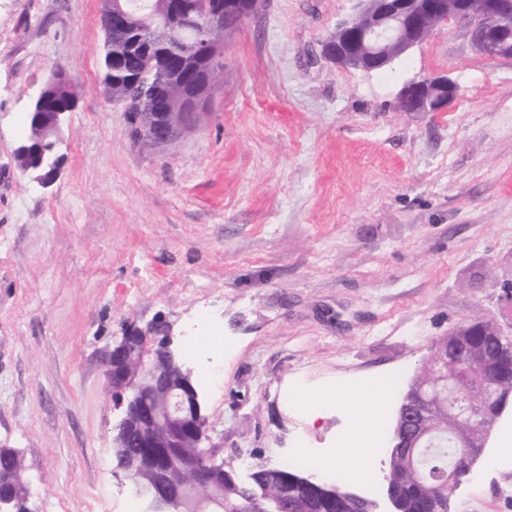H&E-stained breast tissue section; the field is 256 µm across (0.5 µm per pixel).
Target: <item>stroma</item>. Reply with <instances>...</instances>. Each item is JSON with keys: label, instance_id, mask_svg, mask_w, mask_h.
I'll return each mask as SVG.
<instances>
[{"label": "stroma", "instance_id": "35a3bbf8", "mask_svg": "<svg viewBox=\"0 0 512 512\" xmlns=\"http://www.w3.org/2000/svg\"><path fill=\"white\" fill-rule=\"evenodd\" d=\"M101 0H0V448L23 454L32 512H127L149 499L112 461L105 354L165 321L210 445L376 501L388 456H346L366 414L392 432L434 341L475 319L512 337V59L437 24L393 65L322 55L353 0H263L226 36L196 129L135 140L102 82ZM63 64L77 90L46 186L14 156ZM443 76L442 112L403 84ZM390 383L370 409L343 388ZM321 418L308 421L309 405ZM507 406L454 512H512ZM433 85L438 88L434 91L429 88ZM458 92V87L448 78H412L404 83L399 91V104L404 112H440L447 108L451 97ZM415 100V108L407 107V100Z\"/></svg>", "mask_w": 512, "mask_h": 512}]
</instances>
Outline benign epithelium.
<instances>
[{"instance_id":"1","label":"benign epithelium","mask_w":512,"mask_h":512,"mask_svg":"<svg viewBox=\"0 0 512 512\" xmlns=\"http://www.w3.org/2000/svg\"><path fill=\"white\" fill-rule=\"evenodd\" d=\"M103 14L116 29L126 27L135 15L157 14L152 0H103ZM238 0H212L207 14L209 24L223 28L232 23ZM424 9L410 0H359L356 17L338 25L345 33L343 43L324 46L325 56L338 65L367 72L390 66L411 48L421 43L419 30L430 22L454 21L466 24L474 47L494 58L512 59V0H424ZM201 16L185 10L177 16L175 31L179 39L195 43L193 55L206 66L207 72L220 69L224 62V46L196 41ZM55 85L62 92H72L70 78L57 65L50 80L38 92L40 100ZM212 80L205 81L183 96L179 103L161 112H149L140 124V139L157 147L177 140L186 127L195 124L201 116L200 108L207 97ZM458 92L452 81L444 78H413L399 91V104L408 112H440L447 108L451 97ZM479 321L473 320L457 327L448 337L439 340L428 361L431 372L448 385V398L453 406L448 409V420L462 425L477 426L483 437H488L506 405L512 402V387L505 385L499 357L487 355L469 358L471 338L477 333ZM156 336L155 347L170 361H181L174 347V339L164 323L152 325L148 331L132 329L112 348L106 359L108 382L117 399L121 415L112 427L113 440L122 447L126 437L135 430H145L162 420L171 423L170 429L141 442L150 449L145 456L133 457L124 466L126 474L151 466L154 480L149 494L157 512H205L202 504L193 498L192 487L210 485L208 501L224 506V488L210 483L214 471L224 470V461L217 459L213 449L205 446L209 437L208 421L202 413L199 393L192 382L191 370L181 368L183 379L176 387L158 392L154 384L153 351L149 342ZM137 340L145 349L139 369L130 374L126 370L128 352ZM480 396V403L472 401L471 393ZM434 403L418 389L400 409L395 436L392 440L395 460L405 466H414L415 448L429 435L428 418ZM190 435L199 448L200 463L187 466L176 455L181 440ZM475 458L471 450L465 452V463L448 476V488L453 490L471 474L468 461ZM29 494L26 483H12L10 490L0 487V512H13L17 491Z\"/></svg>"}]
</instances>
